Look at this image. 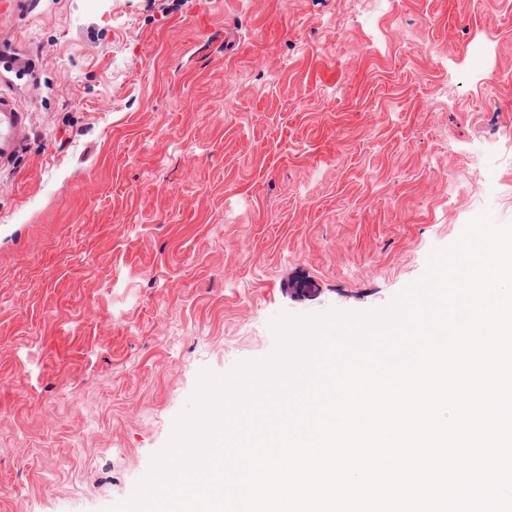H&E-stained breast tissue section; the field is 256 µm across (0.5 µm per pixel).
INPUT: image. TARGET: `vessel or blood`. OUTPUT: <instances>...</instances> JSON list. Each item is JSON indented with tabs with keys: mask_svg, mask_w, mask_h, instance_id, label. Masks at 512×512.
<instances>
[{
	"mask_svg": "<svg viewBox=\"0 0 512 512\" xmlns=\"http://www.w3.org/2000/svg\"><path fill=\"white\" fill-rule=\"evenodd\" d=\"M36 77L30 56L0 47V169L12 166L28 132L29 111L14 92L34 83Z\"/></svg>",
	"mask_w": 512,
	"mask_h": 512,
	"instance_id": "vessel-or-blood-1",
	"label": "vessel or blood"
}]
</instances>
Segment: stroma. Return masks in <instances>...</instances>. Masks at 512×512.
I'll return each mask as SVG.
<instances>
[{
    "label": "stroma",
    "mask_w": 512,
    "mask_h": 512,
    "mask_svg": "<svg viewBox=\"0 0 512 512\" xmlns=\"http://www.w3.org/2000/svg\"><path fill=\"white\" fill-rule=\"evenodd\" d=\"M0 33L38 65L0 170V512L128 499L276 315L385 307L512 222V0H32Z\"/></svg>",
    "instance_id": "stroma-1"
}]
</instances>
